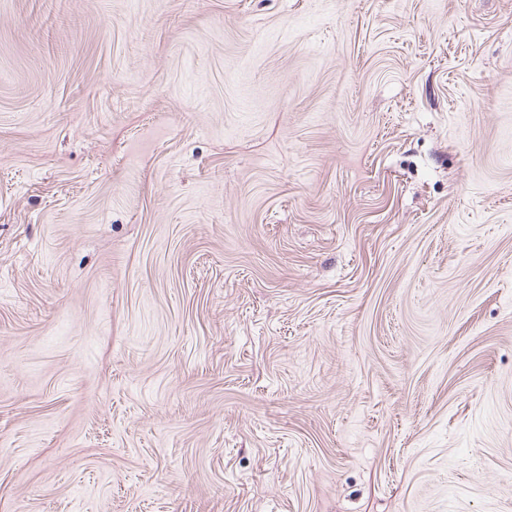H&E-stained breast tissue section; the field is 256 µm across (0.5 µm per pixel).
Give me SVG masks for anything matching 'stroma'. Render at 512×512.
I'll list each match as a JSON object with an SVG mask.
<instances>
[{"label":"stroma","mask_w":512,"mask_h":512,"mask_svg":"<svg viewBox=\"0 0 512 512\" xmlns=\"http://www.w3.org/2000/svg\"><path fill=\"white\" fill-rule=\"evenodd\" d=\"M0 512H512V0H0Z\"/></svg>","instance_id":"1"}]
</instances>
